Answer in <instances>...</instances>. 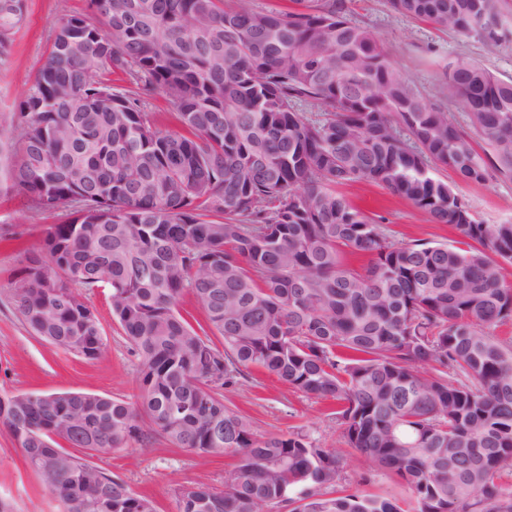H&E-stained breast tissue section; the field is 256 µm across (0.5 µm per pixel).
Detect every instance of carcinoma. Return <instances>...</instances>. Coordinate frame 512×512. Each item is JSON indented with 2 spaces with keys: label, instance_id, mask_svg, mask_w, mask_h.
Segmentation results:
<instances>
[{
  "label": "carcinoma",
  "instance_id": "1",
  "mask_svg": "<svg viewBox=\"0 0 512 512\" xmlns=\"http://www.w3.org/2000/svg\"><path fill=\"white\" fill-rule=\"evenodd\" d=\"M85 0L60 17L0 159L35 210H59L11 282L34 336L103 356L77 292L110 289L137 352L129 402L81 391L0 398V425L59 512H154L124 481L63 448L110 455L138 425L201 458L234 455L224 490L179 489L178 512H512V224H483L436 178L512 181V80L458 55L441 93L412 85L346 0ZM398 14L479 42L512 43V0H387ZM0 0V65L25 22ZM155 95L179 130L145 111ZM87 170L95 172L84 179ZM376 183L460 246L395 243L336 188ZM369 256L359 273L341 249ZM202 306L216 346L179 313ZM260 366L336 401L346 444L408 486L407 508L338 489L342 456L299 434L264 436L217 388Z\"/></svg>",
  "mask_w": 512,
  "mask_h": 512
}]
</instances>
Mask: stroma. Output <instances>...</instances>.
Returning a JSON list of instances; mask_svg holds the SVG:
<instances>
[{
	"mask_svg": "<svg viewBox=\"0 0 512 512\" xmlns=\"http://www.w3.org/2000/svg\"><path fill=\"white\" fill-rule=\"evenodd\" d=\"M84 4L85 0H25L26 21L13 36L8 63L0 66V113L17 110L43 61L57 19L81 11ZM347 5L352 19L373 32L404 76L431 102H441L439 76L449 58L457 55L478 61L497 77H512V47L487 53L474 40L391 13L386 0H348ZM436 175L452 186L481 223H512V181L493 178L467 183L445 168L437 169ZM341 193L375 223L385 225L392 241L452 246L458 240L451 227L433 223L426 213L380 185L354 183L342 187ZM58 221L57 213L32 210L22 195L0 183V396L82 391L135 401L139 360L112 315L108 289L81 291L105 332L107 351L97 360L63 352L37 339L14 313L10 283L21 259L39 252L46 227ZM220 392L225 406L248 418L258 434H300L316 446L340 449L344 460L341 484L347 491L399 504L409 501L410 491L403 481L375 470L354 449L344 447L334 401L308 397L261 367L245 370L243 377L221 387ZM94 462L122 479L134 493L148 496L155 512H177L179 488L204 484L223 489L224 472L235 459H203L158 437L149 448L133 441L112 454L95 457ZM0 503L10 512H58L57 501L2 427Z\"/></svg>",
	"mask_w": 512,
	"mask_h": 512,
	"instance_id": "stroma-1",
	"label": "stroma"
}]
</instances>
